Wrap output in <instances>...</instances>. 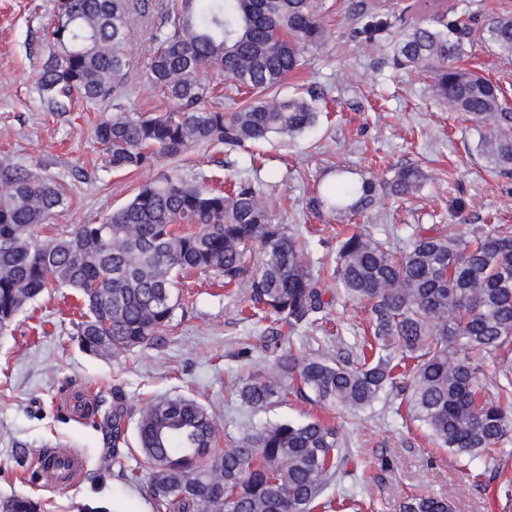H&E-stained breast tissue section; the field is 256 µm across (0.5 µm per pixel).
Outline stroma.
I'll list each match as a JSON object with an SVG mask.
<instances>
[{"instance_id": "obj_1", "label": "stroma", "mask_w": 512, "mask_h": 512, "mask_svg": "<svg viewBox=\"0 0 512 512\" xmlns=\"http://www.w3.org/2000/svg\"><path fill=\"white\" fill-rule=\"evenodd\" d=\"M353 0H325L324 21L334 33L324 48L302 52L303 65L290 75L281 95L308 88L324 95L328 112L303 136L276 137L231 153L260 190L276 221L298 229L311 256L332 268L336 243L363 231L387 234L393 250L404 247L415 226L472 236L487 225L512 234V176L491 171L476 149L472 122L448 111L428 78L394 67L387 47L371 48L349 12ZM54 0H0V161L22 165L65 183L67 207L36 230L38 238L99 221L125 204L141 182L179 169L201 188L223 172L222 148L200 147L181 161L160 160L139 173L103 171L94 127L112 113L111 102H67L65 111L39 95L38 77L51 47L43 36ZM158 16L134 18L128 46L136 70L128 87L130 108H166L139 72L152 50L150 25ZM462 67L497 82L512 99V60L475 42ZM378 173L415 164L428 176L421 192L388 198L354 217L339 219L314 209L311 200L329 180L330 166ZM180 304L157 341L104 357L84 353L72 339V315L81 301L66 288H51L0 334V500L28 494L41 512H153L142 469L136 429L128 427L125 457L112 464L108 431L115 404L131 419L151 401L176 396L196 399L212 414L218 449L233 447L245 432L268 422L322 418L335 424L348 448L342 473L324 493L343 512L342 500L358 512H400L411 497H449L455 512H512V440L491 456L461 459L432 444L426 427L397 402L373 409L332 410L313 402L309 391L291 384L280 402L251 408L230 399L237 378L273 371L258 324L243 318L248 287L226 290L213 276L181 278ZM363 309L334 305L322 328L293 345L296 355L343 360L367 327ZM91 390L92 422L81 423L59 408L72 392ZM78 449L87 458L85 475L66 487L33 478L32 465L44 451Z\"/></svg>"}]
</instances>
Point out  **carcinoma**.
Listing matches in <instances>:
<instances>
[{
	"instance_id": "cac0c4a2",
	"label": "carcinoma",
	"mask_w": 512,
	"mask_h": 512,
	"mask_svg": "<svg viewBox=\"0 0 512 512\" xmlns=\"http://www.w3.org/2000/svg\"><path fill=\"white\" fill-rule=\"evenodd\" d=\"M321 0H166L152 29L147 80L176 108L134 112L126 105L131 75L128 32L132 0H56L47 28L52 51L38 78L49 102L76 95L112 99V115L94 137L104 168L151 169L203 145L230 149L295 137L318 119V99L282 96L279 88L301 65L300 47L331 39ZM422 18L392 47L402 68L429 73L433 92L450 112L475 124L478 148L492 169L512 175V112L501 88L459 62L473 38L512 58V12L482 19ZM360 33L378 42L388 21L362 6ZM210 72L250 94L234 111L209 105ZM313 204L338 216L362 213L383 197L418 194L427 180L417 165L387 177L345 176ZM67 204V191L31 170L0 162V333L47 288H69L81 299L73 340L103 356L152 344L179 306L180 277L190 271L246 285L270 325L265 347L291 346L318 326L326 300L320 270L297 231L273 221L248 181L202 190L174 172L139 185L132 198L100 222L38 240L37 226ZM336 301L368 309L372 359L329 361L277 356V378L251 374L236 389L246 406L280 400L299 380L318 403L363 411L394 392L440 446L460 457L499 451L512 433V371L495 375L483 397L477 355L512 344V236L483 230L471 239L416 226L392 254L385 241L355 231L336 243ZM138 450L149 475L155 512H314L346 463L335 426L321 420L268 423L218 454L215 424L194 399L155 401L140 411ZM403 512H454L445 496L408 499ZM0 512H39L28 496L0 501Z\"/></svg>"
}]
</instances>
